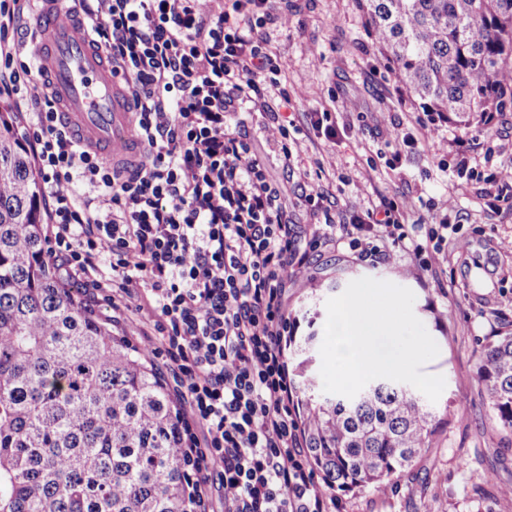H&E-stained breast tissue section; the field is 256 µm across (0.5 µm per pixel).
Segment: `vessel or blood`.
Masks as SVG:
<instances>
[{
	"label": "vessel or blood",
	"instance_id": "obj_1",
	"mask_svg": "<svg viewBox=\"0 0 512 512\" xmlns=\"http://www.w3.org/2000/svg\"><path fill=\"white\" fill-rule=\"evenodd\" d=\"M35 16L38 65L62 106L61 118L81 143L126 158L133 116L106 55L79 33L81 23L55 0Z\"/></svg>",
	"mask_w": 512,
	"mask_h": 512
}]
</instances>
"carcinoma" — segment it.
I'll return each mask as SVG.
<instances>
[{"mask_svg": "<svg viewBox=\"0 0 512 512\" xmlns=\"http://www.w3.org/2000/svg\"><path fill=\"white\" fill-rule=\"evenodd\" d=\"M379 52L424 112L486 126L512 106V0H357ZM39 173L0 111V512H189L182 413L150 356L113 333L47 255ZM315 336H288L295 418L336 494L398 485L440 411L408 386L320 390ZM475 382L512 433V332L487 337Z\"/></svg>", "mask_w": 512, "mask_h": 512, "instance_id": "1", "label": "carcinoma"}]
</instances>
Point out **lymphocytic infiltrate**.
I'll return each instance as SVG.
<instances>
[{
  "instance_id": "lymphocytic-infiltrate-1",
  "label": "lymphocytic infiltrate",
  "mask_w": 512,
  "mask_h": 512,
  "mask_svg": "<svg viewBox=\"0 0 512 512\" xmlns=\"http://www.w3.org/2000/svg\"><path fill=\"white\" fill-rule=\"evenodd\" d=\"M29 2L0 0V99L32 115L25 140L42 176L49 255L106 293L137 329V347L174 371L195 512L215 486L225 512H335V491L308 464L284 360L286 274L309 254L279 173L238 119L279 87L262 50L268 0H225L215 14L202 0H74L83 35L130 91L144 146L130 168L79 144L34 55L9 43ZM77 182L90 196L72 192ZM404 214L370 207L352 224L315 225L309 242L374 258L399 247L447 287L448 236L458 225L408 224ZM139 287L150 292L147 305L130 302Z\"/></svg>"
}]
</instances>
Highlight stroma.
Segmentation results:
<instances>
[{"label":"stroma","instance_id":"35a3bbf8","mask_svg":"<svg viewBox=\"0 0 512 512\" xmlns=\"http://www.w3.org/2000/svg\"><path fill=\"white\" fill-rule=\"evenodd\" d=\"M264 50L279 68L281 94L247 104L243 120L252 145L280 169L283 137L294 142L282 183L301 231L332 216L346 224L369 203L406 208L410 224H460L448 237V285L425 282L414 260L393 250L376 263L344 247L322 244L306 266L288 270L285 298L294 333L323 334L331 285L371 277L413 291V311L439 347L425 373L445 379L436 402L448 423L426 449L399 492L344 495L341 512H499L495 487L512 483V434L492 419L473 375L486 336L512 330V187L487 190L493 176L512 174V111L471 130L431 129L379 55L356 0H271ZM288 117L287 132L270 113ZM312 112L336 115V137L316 135ZM421 138L403 144L401 133ZM320 182L321 208L302 198Z\"/></svg>","mask_w":512,"mask_h":512}]
</instances>
